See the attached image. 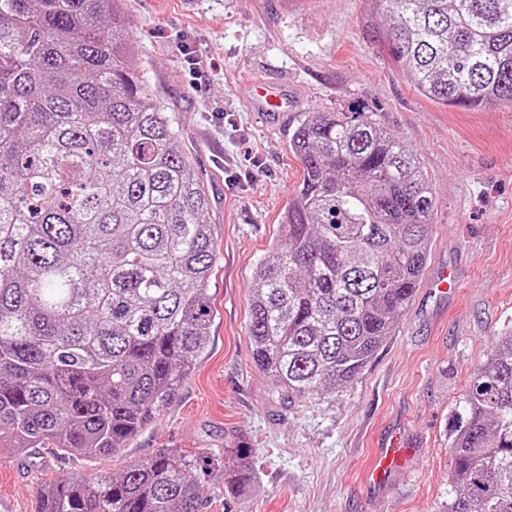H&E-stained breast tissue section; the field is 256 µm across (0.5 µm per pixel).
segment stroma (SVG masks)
Masks as SVG:
<instances>
[{"label":"stroma","instance_id":"1","mask_svg":"<svg viewBox=\"0 0 512 512\" xmlns=\"http://www.w3.org/2000/svg\"><path fill=\"white\" fill-rule=\"evenodd\" d=\"M148 91L181 134L208 196L216 246L207 344L166 408L119 453L93 461L49 448L0 450V512H36L41 486L118 475L163 448L186 452L201 512H446L448 439L475 368L512 327V108L439 105L390 55V20L372 0H120ZM199 65H192V58ZM252 79L297 91L293 120L356 107L407 146L436 199L432 250L406 309L350 383L288 400L253 363L248 332L256 265L280 236L302 176L291 122L249 112ZM461 273L441 295V266ZM410 457L369 485L377 448ZM250 451L251 481L224 463Z\"/></svg>","mask_w":512,"mask_h":512}]
</instances>
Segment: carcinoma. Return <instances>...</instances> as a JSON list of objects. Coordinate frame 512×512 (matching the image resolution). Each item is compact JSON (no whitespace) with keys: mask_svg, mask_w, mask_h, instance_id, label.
I'll return each instance as SVG.
<instances>
[{"mask_svg":"<svg viewBox=\"0 0 512 512\" xmlns=\"http://www.w3.org/2000/svg\"><path fill=\"white\" fill-rule=\"evenodd\" d=\"M404 75L512 107V0H372ZM129 53L117 0H0V448L101 458L169 404L207 343L208 198ZM302 177L253 274L252 358L288 398L366 366L409 303L435 198L364 112H306ZM448 512H512V329L464 394ZM187 455L44 486L38 512H201Z\"/></svg>","mask_w":512,"mask_h":512,"instance_id":"1","label":"carcinoma"}]
</instances>
